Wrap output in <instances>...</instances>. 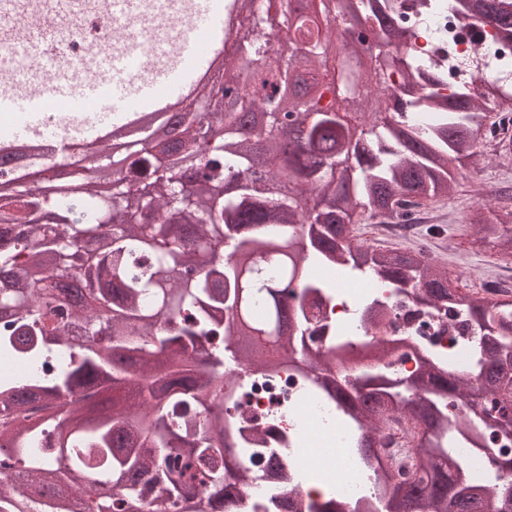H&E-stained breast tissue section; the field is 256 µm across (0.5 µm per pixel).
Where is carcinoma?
I'll use <instances>...</instances> for the list:
<instances>
[{
  "label": "carcinoma",
  "mask_w": 512,
  "mask_h": 512,
  "mask_svg": "<svg viewBox=\"0 0 512 512\" xmlns=\"http://www.w3.org/2000/svg\"><path fill=\"white\" fill-rule=\"evenodd\" d=\"M351 3L389 40L385 0H272L309 22L303 47L283 54L262 19L238 53L257 56L245 77L291 85L274 102L251 94L231 108L187 112L175 142L142 130L126 153L95 152L97 169H125L107 191L94 182L42 189L0 182V356L30 368L0 375V512H230L256 459L275 474L277 512H512V456L490 479H470L454 445L512 438V303L490 304L449 286L448 267L418 249L368 245L354 225L406 219L458 192L452 167L479 168L478 135L491 112H512V91L468 81L448 96L422 93L442 68L380 55L368 74L365 44L337 46L330 20ZM462 20L480 15L512 39V0H448ZM403 84L389 93L390 74ZM272 163L271 187L244 179ZM195 198L177 197L181 178ZM460 227L512 253V188L463 212ZM372 272L433 310L456 306L483 330L466 373L438 357L413 375L385 370L398 341L372 342L377 363L341 375L346 330L312 349L308 302L336 287L316 270ZM267 377L289 366L342 415L349 451L377 476L348 503L329 489L304 499L283 457L246 448L242 383L225 358ZM57 360L54 371H39ZM400 426L414 446H376Z\"/></svg>",
  "instance_id": "obj_1"
}]
</instances>
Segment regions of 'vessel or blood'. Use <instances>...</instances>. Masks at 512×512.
Segmentation results:
<instances>
[{
    "mask_svg": "<svg viewBox=\"0 0 512 512\" xmlns=\"http://www.w3.org/2000/svg\"><path fill=\"white\" fill-rule=\"evenodd\" d=\"M224 24V13L214 0H191V11L180 40L178 61L167 65L159 78L128 83V68L122 57L113 56L107 64L108 78L103 82L67 83L47 92L17 93L0 96V118L13 137L38 132L57 139L58 125L48 115L67 112L81 119L86 130L135 110L142 104L180 92L191 71L203 67L209 58L211 33Z\"/></svg>",
    "mask_w": 512,
    "mask_h": 512,
    "instance_id": "b4317fda",
    "label": "vessel or blood"
}]
</instances>
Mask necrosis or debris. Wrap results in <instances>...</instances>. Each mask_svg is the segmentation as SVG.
<instances>
[{
	"label": "necrosis or debris",
	"instance_id": "4bbe7bcc",
	"mask_svg": "<svg viewBox=\"0 0 512 512\" xmlns=\"http://www.w3.org/2000/svg\"><path fill=\"white\" fill-rule=\"evenodd\" d=\"M390 2L416 48L415 60L424 64L433 54H440L448 68L449 83L461 79L455 69V61L461 56L479 61L492 80L512 82V41L497 40L491 62L482 60L491 31L484 20L470 19L468 25L478 38L461 41L453 37L457 18L448 10L417 16L411 14L405 0ZM189 10V0H123L120 7L112 10L105 0H57L51 64L41 62L38 46H30L21 54L16 52V29L0 31V92L20 88L44 92L59 82L104 77L112 56L131 47L139 53L143 73H150L164 65L167 52L176 47ZM368 303L387 311L386 337L404 342L391 360L394 377H407L414 370V351L418 348L435 353L452 368L470 369L480 329L471 328L466 337H459L449 331L447 316L433 311L427 313L426 335H419L414 327L419 312L424 311L422 305L384 280H341L335 294L323 299L313 312L320 326H343L358 340L363 330L356 313ZM242 381L246 393L244 413L254 419L259 430L270 429L291 440V447L283 454L295 485H329L350 500L370 493L375 475L363 470L350 454L348 430L340 414L315 396L308 379L283 369L271 378L246 373Z\"/></svg>",
	"mask_w": 512,
	"mask_h": 512
}]
</instances>
